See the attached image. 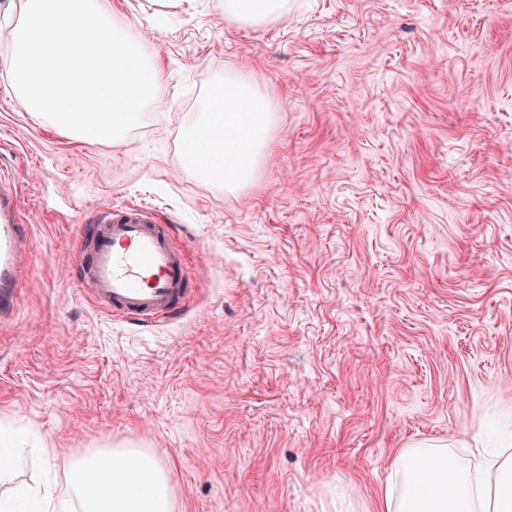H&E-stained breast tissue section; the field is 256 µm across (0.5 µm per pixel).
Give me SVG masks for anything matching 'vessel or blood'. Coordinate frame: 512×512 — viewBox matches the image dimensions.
Returning <instances> with one entry per match:
<instances>
[{
    "label": "vessel or blood",
    "instance_id": "b4317fda",
    "mask_svg": "<svg viewBox=\"0 0 512 512\" xmlns=\"http://www.w3.org/2000/svg\"><path fill=\"white\" fill-rule=\"evenodd\" d=\"M20 186L0 171V320L19 303L25 269ZM78 258L96 302L142 326L168 322L188 295L190 268L151 208L129 203L100 210Z\"/></svg>",
    "mask_w": 512,
    "mask_h": 512
}]
</instances>
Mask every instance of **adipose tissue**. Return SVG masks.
<instances>
[{"label":"adipose tissue","mask_w":512,"mask_h":512,"mask_svg":"<svg viewBox=\"0 0 512 512\" xmlns=\"http://www.w3.org/2000/svg\"><path fill=\"white\" fill-rule=\"evenodd\" d=\"M225 20L263 27L288 19V0H224ZM202 121L187 144L206 145L210 177L226 191L250 185L271 133L275 108L251 81L228 76L224 95L201 103ZM40 512H173L168 467L147 448H90L75 456L66 492L28 489ZM377 512H512V448L470 449L467 458L443 445L401 449L390 464Z\"/></svg>","instance_id":"1"}]
</instances>
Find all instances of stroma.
Instances as JSON below:
<instances>
[{
	"mask_svg": "<svg viewBox=\"0 0 512 512\" xmlns=\"http://www.w3.org/2000/svg\"><path fill=\"white\" fill-rule=\"evenodd\" d=\"M148 35L169 86L123 138L25 112L0 66V169L21 183L34 265L0 322V496L67 488L89 448L153 450L175 512H375L398 449L512 433V0H289L242 27L222 0ZM277 108L234 194L184 158L225 74ZM140 203L188 252L182 315L98 308L76 241Z\"/></svg>",
	"mask_w": 512,
	"mask_h": 512,
	"instance_id": "35a3bbf8",
	"label": "stroma"
}]
</instances>
